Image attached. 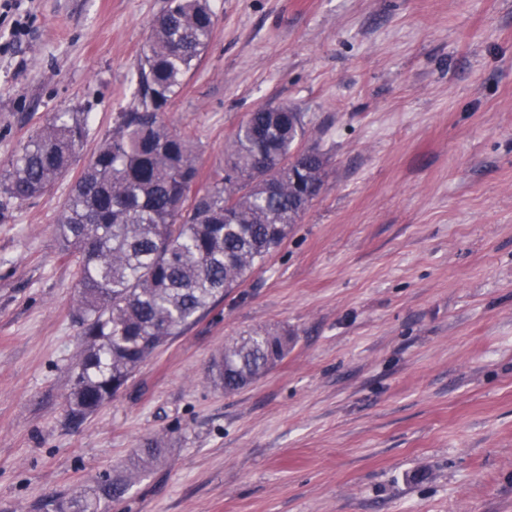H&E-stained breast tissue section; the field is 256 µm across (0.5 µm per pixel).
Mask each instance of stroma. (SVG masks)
Segmentation results:
<instances>
[{
	"mask_svg": "<svg viewBox=\"0 0 512 512\" xmlns=\"http://www.w3.org/2000/svg\"><path fill=\"white\" fill-rule=\"evenodd\" d=\"M171 98L201 174L261 105L302 112L319 195L265 266L116 398L67 412L81 350L55 232L74 176L0 213V512L165 456L108 512H512V0H211ZM168 0H16L0 15V179L58 112L88 160ZM288 353L243 390L212 356L255 328Z\"/></svg>",
	"mask_w": 512,
	"mask_h": 512,
	"instance_id": "35a3bbf8",
	"label": "stroma"
}]
</instances>
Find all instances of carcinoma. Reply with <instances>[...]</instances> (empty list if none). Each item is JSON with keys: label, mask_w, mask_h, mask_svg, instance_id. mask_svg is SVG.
Instances as JSON below:
<instances>
[{"label": "carcinoma", "mask_w": 512, "mask_h": 512, "mask_svg": "<svg viewBox=\"0 0 512 512\" xmlns=\"http://www.w3.org/2000/svg\"><path fill=\"white\" fill-rule=\"evenodd\" d=\"M215 31L209 0H169L137 65L140 106L118 113L83 165L57 236L73 248L84 348L70 368L69 415L82 420L112 400L160 345L261 269L322 187L326 159L301 150L302 113L250 112L199 181L198 150L164 109L197 67ZM80 115L57 113L7 161V200L29 201L72 169L86 138ZM304 190H295V179ZM288 354V335L260 328L224 344L211 383L233 393ZM165 452L148 439L112 479L61 499L55 512H103Z\"/></svg>", "instance_id": "carcinoma-1"}]
</instances>
